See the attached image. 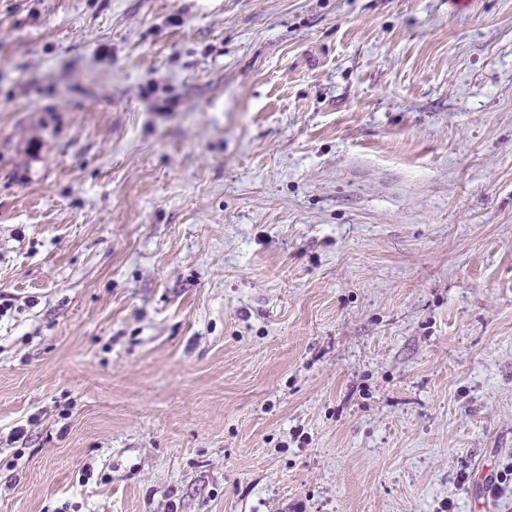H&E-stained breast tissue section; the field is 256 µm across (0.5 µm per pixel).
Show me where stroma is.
Returning a JSON list of instances; mask_svg holds the SVG:
<instances>
[{"label": "stroma", "instance_id": "1", "mask_svg": "<svg viewBox=\"0 0 512 512\" xmlns=\"http://www.w3.org/2000/svg\"><path fill=\"white\" fill-rule=\"evenodd\" d=\"M0 512H512V0H0Z\"/></svg>", "mask_w": 512, "mask_h": 512}]
</instances>
